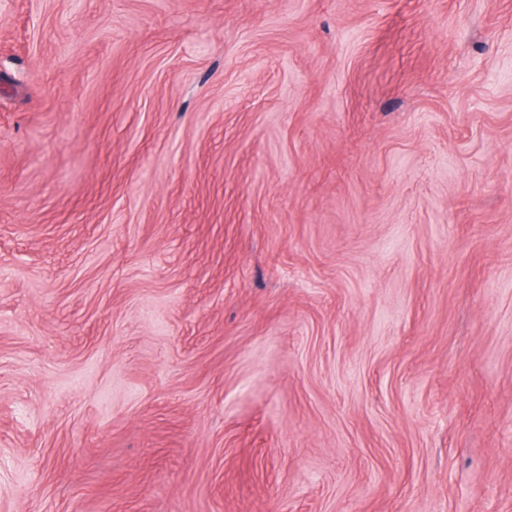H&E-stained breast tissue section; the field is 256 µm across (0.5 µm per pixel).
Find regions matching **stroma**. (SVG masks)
<instances>
[{
	"mask_svg": "<svg viewBox=\"0 0 512 512\" xmlns=\"http://www.w3.org/2000/svg\"><path fill=\"white\" fill-rule=\"evenodd\" d=\"M0 512H512V0H0Z\"/></svg>",
	"mask_w": 512,
	"mask_h": 512,
	"instance_id": "1",
	"label": "stroma"
}]
</instances>
